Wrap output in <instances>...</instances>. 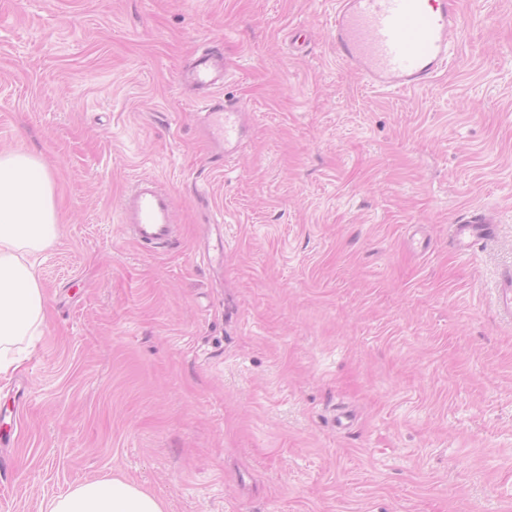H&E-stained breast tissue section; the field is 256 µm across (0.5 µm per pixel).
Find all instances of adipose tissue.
<instances>
[{"mask_svg":"<svg viewBox=\"0 0 512 512\" xmlns=\"http://www.w3.org/2000/svg\"><path fill=\"white\" fill-rule=\"evenodd\" d=\"M52 178L31 153L0 154V377L14 361L8 353L39 334L44 298L33 257L57 238ZM47 512H165L163 501L115 477L79 485L51 501Z\"/></svg>","mask_w":512,"mask_h":512,"instance_id":"obj_1","label":"adipose tissue"}]
</instances>
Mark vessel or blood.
Instances as JSON below:
<instances>
[{"mask_svg":"<svg viewBox=\"0 0 512 512\" xmlns=\"http://www.w3.org/2000/svg\"><path fill=\"white\" fill-rule=\"evenodd\" d=\"M461 19L460 0H336L330 30L338 58L370 84L400 91L430 83L456 59ZM232 69L220 46L197 53L181 76L182 83L206 92L202 119L217 161L235 154L251 120L237 100L214 97ZM121 222L140 245L160 250L179 234L171 197L156 179L135 182L120 201ZM495 217L475 210L451 224L453 248L468 253L494 235ZM500 314L512 319V271L504 272L498 288Z\"/></svg>","mask_w":512,"mask_h":512,"instance_id":"b4317fda","label":"vessel or blood"}]
</instances>
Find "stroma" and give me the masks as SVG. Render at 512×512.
Here are the masks:
<instances>
[{
  "instance_id": "obj_1",
  "label": "stroma",
  "mask_w": 512,
  "mask_h": 512,
  "mask_svg": "<svg viewBox=\"0 0 512 512\" xmlns=\"http://www.w3.org/2000/svg\"><path fill=\"white\" fill-rule=\"evenodd\" d=\"M335 8L0 0V153L43 161L59 225L0 379V512L112 476L167 512H512V0H463L456 65L401 93L341 64ZM210 41L255 115L221 164L179 81ZM146 176L159 252L119 217ZM467 209L498 224L463 255ZM121 222L140 245L160 250L177 239L179 222L171 197L150 177L137 180L120 201ZM497 307L500 314L509 320L512 319V271L503 273L497 295Z\"/></svg>"
}]
</instances>
